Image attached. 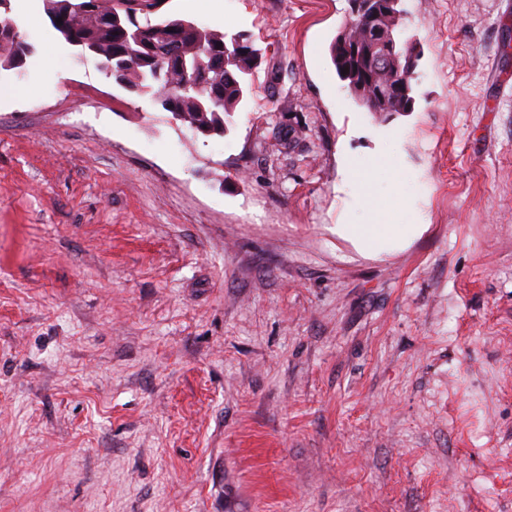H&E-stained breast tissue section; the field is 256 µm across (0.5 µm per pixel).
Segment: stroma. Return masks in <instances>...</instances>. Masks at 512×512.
<instances>
[{"label": "stroma", "mask_w": 512, "mask_h": 512, "mask_svg": "<svg viewBox=\"0 0 512 512\" xmlns=\"http://www.w3.org/2000/svg\"><path fill=\"white\" fill-rule=\"evenodd\" d=\"M403 4L414 104L376 113L330 57L349 0H164L263 52L219 138L31 0L0 69V512H512V0ZM342 224L422 230L372 254ZM10 5L11 0H0V27L14 30V41L7 44L0 42V68L5 70L21 68L33 52V46L10 17Z\"/></svg>", "instance_id": "stroma-1"}]
</instances>
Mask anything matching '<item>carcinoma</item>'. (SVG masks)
Here are the masks:
<instances>
[{"instance_id": "obj_1", "label": "carcinoma", "mask_w": 512, "mask_h": 512, "mask_svg": "<svg viewBox=\"0 0 512 512\" xmlns=\"http://www.w3.org/2000/svg\"><path fill=\"white\" fill-rule=\"evenodd\" d=\"M44 11L62 19L55 29L82 55L93 56L103 72L138 96L164 106L194 133L223 137L249 92V80L262 53L245 33L219 32L183 18L152 19L163 0H98L88 14L82 0H43ZM11 0H0V27L14 30V41L0 42V68H21L33 52L10 17ZM417 59L398 75L387 104L356 94L370 112H403L413 101Z\"/></svg>"}]
</instances>
